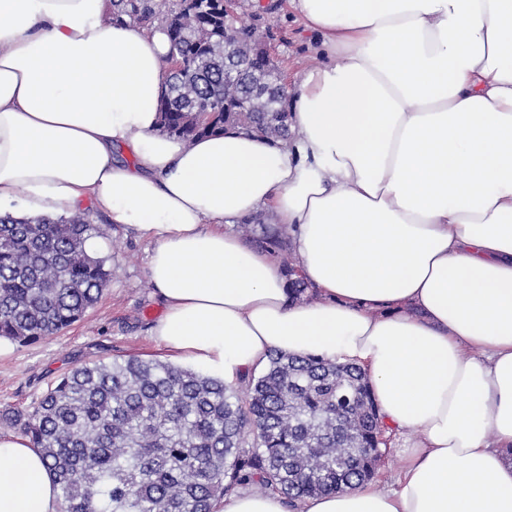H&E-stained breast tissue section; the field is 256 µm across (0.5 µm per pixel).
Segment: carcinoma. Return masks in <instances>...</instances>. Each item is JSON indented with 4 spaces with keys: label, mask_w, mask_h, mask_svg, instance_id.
<instances>
[{
    "label": "carcinoma",
    "mask_w": 512,
    "mask_h": 512,
    "mask_svg": "<svg viewBox=\"0 0 512 512\" xmlns=\"http://www.w3.org/2000/svg\"><path fill=\"white\" fill-rule=\"evenodd\" d=\"M111 23L166 25L162 130L188 143L230 124L288 141V89L252 28H229L224 0H112ZM259 225L238 231L248 238ZM261 243L283 250L279 229ZM89 214L0 213V337L27 343L84 318L110 278L87 240ZM295 298L308 285L284 269ZM60 487V512H214L240 487L288 505L374 477L384 425L365 372L314 355L272 352L247 400L210 375L138 356L72 369L23 423Z\"/></svg>",
    "instance_id": "obj_1"
}]
</instances>
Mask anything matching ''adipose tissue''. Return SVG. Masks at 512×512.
<instances>
[{
    "mask_svg": "<svg viewBox=\"0 0 512 512\" xmlns=\"http://www.w3.org/2000/svg\"><path fill=\"white\" fill-rule=\"evenodd\" d=\"M289 5L317 45L283 146L162 132L165 25L0 0V203L89 198L150 242L152 338L225 384L274 350L364 370L382 421L415 435L400 475L297 512H512V0ZM259 215L315 299L236 232ZM216 509L288 512L246 490ZM0 512H59L21 434H0Z\"/></svg>",
    "mask_w": 512,
    "mask_h": 512,
    "instance_id": "obj_1",
    "label": "adipose tissue"
}]
</instances>
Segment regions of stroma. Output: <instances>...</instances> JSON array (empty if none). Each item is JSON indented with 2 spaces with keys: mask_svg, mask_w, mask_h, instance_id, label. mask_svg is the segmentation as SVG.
Instances as JSON below:
<instances>
[{
  "mask_svg": "<svg viewBox=\"0 0 512 512\" xmlns=\"http://www.w3.org/2000/svg\"><path fill=\"white\" fill-rule=\"evenodd\" d=\"M234 25H255L272 33L271 55L287 83H294L314 58V37L306 32L287 0H240ZM82 210L108 228L95 238L94 252L112 272L107 287L84 319L63 332L32 343L10 342L0 356V433H18L52 382L92 360L136 355L167 361L149 336L164 307L148 279L149 245L128 228L112 223L92 200Z\"/></svg>",
  "mask_w": 512,
  "mask_h": 512,
  "instance_id": "35a3bbf8",
  "label": "stroma"
}]
</instances>
